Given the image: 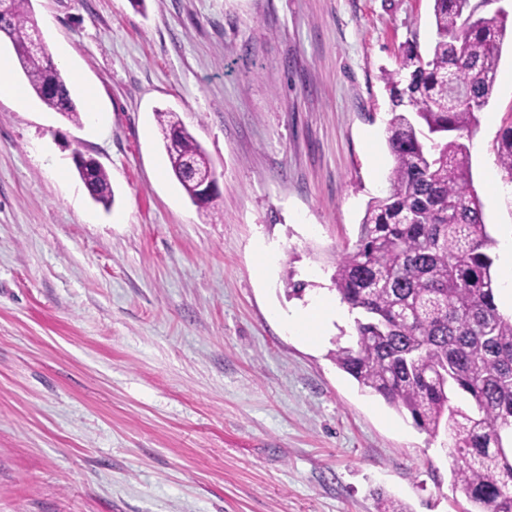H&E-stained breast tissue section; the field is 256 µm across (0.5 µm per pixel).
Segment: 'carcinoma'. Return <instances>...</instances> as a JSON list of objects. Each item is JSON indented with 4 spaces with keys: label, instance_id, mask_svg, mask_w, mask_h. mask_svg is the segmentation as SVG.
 <instances>
[{
    "label": "carcinoma",
    "instance_id": "obj_1",
    "mask_svg": "<svg viewBox=\"0 0 512 512\" xmlns=\"http://www.w3.org/2000/svg\"><path fill=\"white\" fill-rule=\"evenodd\" d=\"M436 42L409 49L384 74L390 92L387 146L394 158L386 196L372 199L353 249L335 261L331 283L354 318V344L329 356L368 393L430 434L444 430L455 465L451 482L467 512H512V316L496 304L494 240L471 177L477 114L495 90L507 19L471 22L491 0H432ZM30 0H7L0 32L10 40L32 92L82 123L65 79L36 45ZM171 170L192 202L213 170L178 113H156ZM512 183V122L497 139ZM90 196L112 204L109 175L73 156Z\"/></svg>",
    "mask_w": 512,
    "mask_h": 512
}]
</instances>
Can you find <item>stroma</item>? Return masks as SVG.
I'll return each mask as SVG.
<instances>
[{"instance_id": "obj_1", "label": "stroma", "mask_w": 512, "mask_h": 512, "mask_svg": "<svg viewBox=\"0 0 512 512\" xmlns=\"http://www.w3.org/2000/svg\"><path fill=\"white\" fill-rule=\"evenodd\" d=\"M30 6L84 116L0 99V512H464L446 433L331 361L352 321L310 344L274 318L329 294L388 189L383 76L405 46L429 53L431 0ZM499 72L471 145L495 237L512 226L494 153L511 41ZM168 109L218 176L210 209L169 170ZM78 175L90 196L105 207L112 204V186L109 175L92 157L76 152L73 156Z\"/></svg>"}]
</instances>
